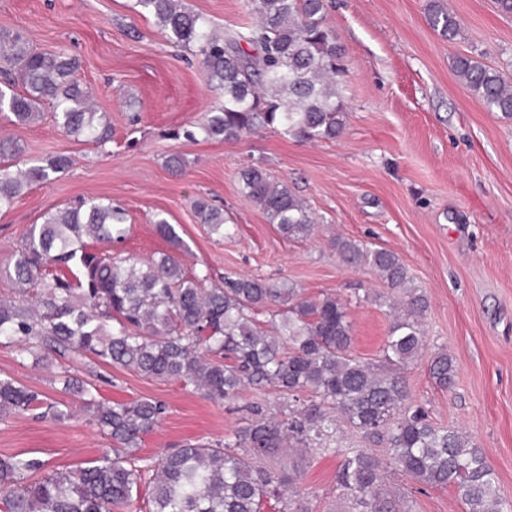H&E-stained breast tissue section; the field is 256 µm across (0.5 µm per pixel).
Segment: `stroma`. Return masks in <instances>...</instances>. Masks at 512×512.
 I'll list each match as a JSON object with an SVG mask.
<instances>
[{
  "instance_id": "1",
  "label": "stroma",
  "mask_w": 512,
  "mask_h": 512,
  "mask_svg": "<svg viewBox=\"0 0 512 512\" xmlns=\"http://www.w3.org/2000/svg\"><path fill=\"white\" fill-rule=\"evenodd\" d=\"M460 25L455 39L434 29L430 0H327V21L344 47L339 89L343 133L301 141L271 128L224 143L173 138L200 121L221 97L196 60L168 43L153 18L128 0H0V29L18 30L43 50L64 49L81 60L79 78L108 116L111 142L97 147L64 135L50 117L29 125L0 119L4 135L27 160L70 157L51 183L24 189L0 208V295L28 227L43 214L87 197H109L128 213L124 252L140 259L168 250L153 220L165 217L187 246L190 271L209 270L288 280L310 297L348 300L352 352L379 363L391 323L387 288L369 268H349L331 241L341 236L393 251L410 283L426 296V347L405 368L410 399L437 425L467 432L484 451L503 499L512 503V120L487 111L452 67L466 55L512 81V14L496 0H439ZM220 29L253 22L247 0H188ZM138 105L130 122L127 101ZM182 155L172 173L166 159ZM266 167L301 197L318 219L306 239L283 237L240 190L238 173ZM224 210L233 233H208L192 208L198 196ZM447 349L459 365L457 385L440 390L428 361ZM97 384L110 400L163 401L167 411L142 443L157 458L187 441L233 437L249 422L239 404L210 400L192 388L99 363L57 356L51 364L19 362L0 345V375L66 401L65 423L32 416L0 420V457L38 458L72 468L96 458L109 441L80 401L65 395L61 370ZM340 458L312 450L298 482L310 512H348L336 475ZM412 512H467L452 488L388 473Z\"/></svg>"
}]
</instances>
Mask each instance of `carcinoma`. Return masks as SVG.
I'll list each match as a JSON object with an SVG mask.
<instances>
[{
    "label": "carcinoma",
    "mask_w": 512,
    "mask_h": 512,
    "mask_svg": "<svg viewBox=\"0 0 512 512\" xmlns=\"http://www.w3.org/2000/svg\"><path fill=\"white\" fill-rule=\"evenodd\" d=\"M257 21L217 31L183 0H131L165 36L198 58L223 102L183 135L215 142L237 140L262 128L284 137L332 140L345 126L339 89L342 55L326 22L325 0H249ZM432 26L453 38L455 16L440 7ZM79 59L39 51L18 31H0V117L28 125L52 110L57 126L77 140L104 145L110 125L77 77ZM455 71L489 112L512 119V86L494 68L458 57ZM69 166L56 155L27 162L11 140H0V207L46 184ZM241 192L286 238H307L315 221L288 185L251 165L240 173ZM199 223L224 237V209L193 202ZM169 245L147 261L113 246L129 233L125 209L105 198L67 204L28 229L15 254L11 295L0 297V344L20 362H47L55 353L92 357L155 380L193 387L214 401L235 402L247 389L272 390L288 414L273 419L264 404L249 405L250 423L234 438L187 442L155 461L138 455L165 410L148 398L108 401L71 375L63 392L93 412L112 445L77 467L49 470L38 458L0 457V512H123L147 484L149 512H262L286 500L284 512H308L296 489L312 449L340 453L339 486L363 512H410L385 484L393 466L413 481L451 487L468 512H512L498 494L485 453L457 429L433 424L409 402L402 375L425 348L426 296L409 286L393 251L359 240L334 241L351 268L376 269L400 308L382 348L383 368L351 352L347 304L325 295L311 299L286 280L187 272L186 250L164 217L154 221ZM268 314L266 321L257 315ZM442 390L454 388L456 360L445 349L429 366ZM37 411L63 421L67 412L10 376H0V419ZM347 426L388 448L382 460L362 448L341 449Z\"/></svg>",
    "instance_id": "1"
}]
</instances>
